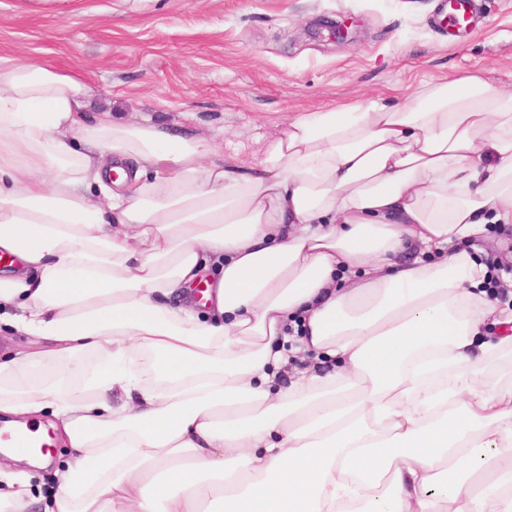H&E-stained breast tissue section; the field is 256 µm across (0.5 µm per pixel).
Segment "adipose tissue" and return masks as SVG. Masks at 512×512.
Masks as SVG:
<instances>
[{
  "instance_id": "obj_1",
  "label": "adipose tissue",
  "mask_w": 512,
  "mask_h": 512,
  "mask_svg": "<svg viewBox=\"0 0 512 512\" xmlns=\"http://www.w3.org/2000/svg\"><path fill=\"white\" fill-rule=\"evenodd\" d=\"M88 95L0 57V420L74 450L42 512H512V307L457 247L512 223V91L302 112L254 163ZM28 346L25 336L16 334L11 328L0 325V360L5 361Z\"/></svg>"
}]
</instances>
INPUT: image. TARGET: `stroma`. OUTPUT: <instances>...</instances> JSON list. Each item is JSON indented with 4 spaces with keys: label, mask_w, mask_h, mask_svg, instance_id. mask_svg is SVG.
Segmentation results:
<instances>
[{
    "label": "stroma",
    "mask_w": 512,
    "mask_h": 512,
    "mask_svg": "<svg viewBox=\"0 0 512 512\" xmlns=\"http://www.w3.org/2000/svg\"><path fill=\"white\" fill-rule=\"evenodd\" d=\"M480 4L452 36L438 0H0V56L80 76L123 121L223 134L229 160L298 112L404 105L477 68L512 90V0ZM326 19L351 20L348 40ZM462 247L490 278L512 274V223Z\"/></svg>",
    "instance_id": "35a3bbf8"
}]
</instances>
